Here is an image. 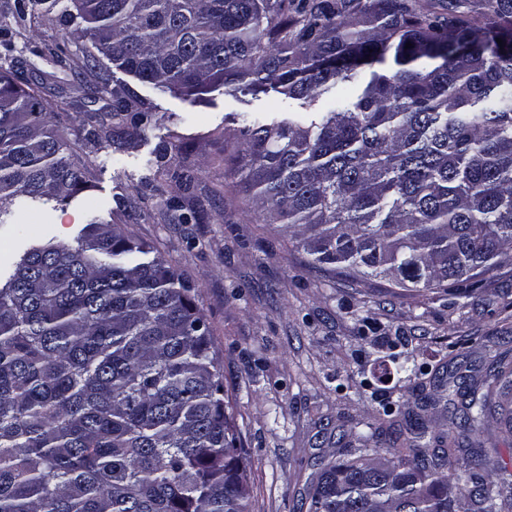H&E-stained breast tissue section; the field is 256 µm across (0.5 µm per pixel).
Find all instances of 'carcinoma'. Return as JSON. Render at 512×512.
Instances as JSON below:
<instances>
[{"label":"carcinoma","mask_w":512,"mask_h":512,"mask_svg":"<svg viewBox=\"0 0 512 512\" xmlns=\"http://www.w3.org/2000/svg\"><path fill=\"white\" fill-rule=\"evenodd\" d=\"M59 5L98 57L188 99L271 87L311 107L358 89L239 129L245 190L313 264L418 291L512 264V0L483 23L458 0H16L0 15V224L84 186L12 41ZM389 53L396 69L374 70ZM511 394L512 365L493 361L458 392L456 427L496 415L512 435ZM407 431L390 457L360 436L301 507L512 512L493 453ZM0 512H251L208 326L177 271L115 224L32 239L0 277Z\"/></svg>","instance_id":"cac0c4a2"}]
</instances>
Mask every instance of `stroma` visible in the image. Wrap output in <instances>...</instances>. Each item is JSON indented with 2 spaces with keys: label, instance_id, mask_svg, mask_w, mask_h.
<instances>
[{
  "label": "stroma",
  "instance_id": "obj_1",
  "mask_svg": "<svg viewBox=\"0 0 512 512\" xmlns=\"http://www.w3.org/2000/svg\"><path fill=\"white\" fill-rule=\"evenodd\" d=\"M22 54L55 52L36 77L65 101L52 122L76 136L69 158L85 189L69 204L26 212L25 223L71 241L91 218L121 225L178 271L203 315L246 450L252 512H298L320 463L346 457L367 425L390 426L372 443L388 456L407 425L436 435L454 414L437 368L512 360V265L460 289L428 293L387 280L339 279L312 266L278 225L258 219L232 157L239 116L284 118L299 103L269 90H215L189 102L115 68L84 67L87 45L59 10L40 12ZM124 107L112 111L111 89ZM151 119L138 122L137 112ZM179 146L182 160L164 154ZM404 370L378 379L381 362Z\"/></svg>",
  "mask_w": 512,
  "mask_h": 512
}]
</instances>
